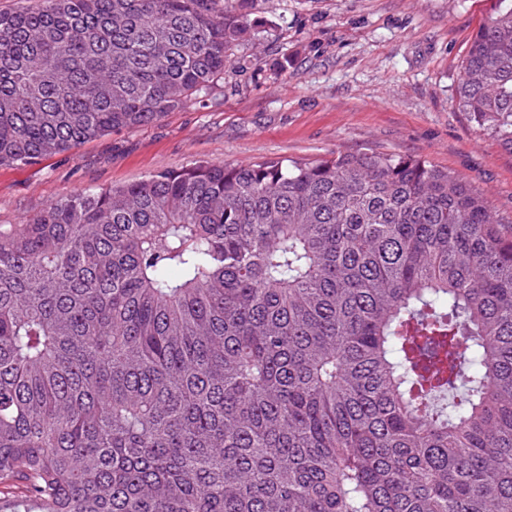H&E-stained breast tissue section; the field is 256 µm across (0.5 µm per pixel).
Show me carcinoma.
Instances as JSON below:
<instances>
[{"instance_id":"cac0c4a2","label":"carcinoma","mask_w":512,"mask_h":512,"mask_svg":"<svg viewBox=\"0 0 512 512\" xmlns=\"http://www.w3.org/2000/svg\"><path fill=\"white\" fill-rule=\"evenodd\" d=\"M249 9L0 11V164L180 108ZM455 101L512 150V0ZM0 512H512V224L384 153L201 163L1 224Z\"/></svg>"}]
</instances>
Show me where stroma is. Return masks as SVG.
Segmentation results:
<instances>
[{
  "mask_svg": "<svg viewBox=\"0 0 512 512\" xmlns=\"http://www.w3.org/2000/svg\"><path fill=\"white\" fill-rule=\"evenodd\" d=\"M491 0H254L259 36L222 78L152 124L0 166V225L66 195L199 161L382 152L460 176L512 219V151L457 109L458 70Z\"/></svg>",
  "mask_w": 512,
  "mask_h": 512,
  "instance_id": "1",
  "label": "stroma"
}]
</instances>
